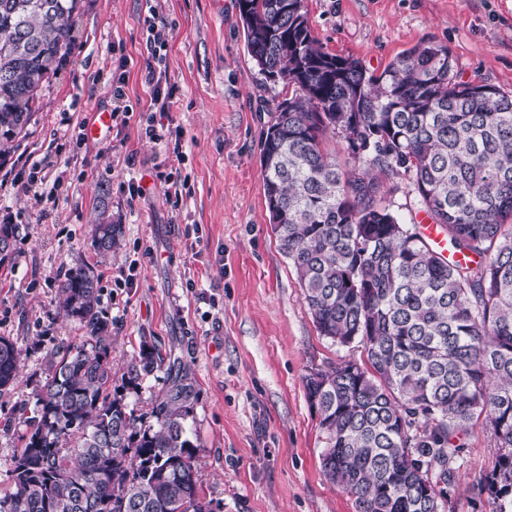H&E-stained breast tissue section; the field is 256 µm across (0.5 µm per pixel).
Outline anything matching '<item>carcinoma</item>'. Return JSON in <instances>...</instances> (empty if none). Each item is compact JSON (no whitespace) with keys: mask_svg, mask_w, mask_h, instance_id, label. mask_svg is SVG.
<instances>
[{"mask_svg":"<svg viewBox=\"0 0 512 512\" xmlns=\"http://www.w3.org/2000/svg\"><path fill=\"white\" fill-rule=\"evenodd\" d=\"M82 3L0 0V158L66 63ZM238 7L258 72L293 88L261 143L272 230L319 334L367 358L306 378L326 476L357 512H443L479 422L498 448L482 490L492 512H512V96L461 80L443 44L420 42L377 73L326 49L304 0ZM330 136L355 166L326 150ZM395 177L411 180L450 256L392 209L384 179ZM121 234L101 211L94 249ZM58 288L87 340L52 365L0 512H214L187 426L192 379L170 364L153 424L137 427L109 392L94 271L77 265ZM19 358L0 336V390Z\"/></svg>","mask_w":512,"mask_h":512,"instance_id":"carcinoma-1","label":"carcinoma"}]
</instances>
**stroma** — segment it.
<instances>
[{"label": "stroma", "mask_w": 512, "mask_h": 512, "mask_svg": "<svg viewBox=\"0 0 512 512\" xmlns=\"http://www.w3.org/2000/svg\"><path fill=\"white\" fill-rule=\"evenodd\" d=\"M329 52L382 70L423 41L448 46L462 80L512 94V0H305ZM171 29L172 124L182 133L190 191L180 206L158 179L175 143L136 125L90 127L113 108L102 77L127 61L126 103L146 110L149 8ZM283 84L259 74L245 46L237 0H84L67 63L41 90L27 135L0 162V220L18 227L0 266V336L19 351V376L0 392V489L7 487L55 351L85 342L66 318L57 285L81 263L99 281L112 340V393L151 422L164 368L128 374L142 345L185 365L198 392L188 422L202 492L221 512H356L322 472L325 434L307 399L308 375L360 349L320 336L266 208L260 144ZM42 183L23 189L31 168ZM143 192L130 198L128 184ZM107 212L123 233L94 250L91 228ZM449 492L455 512H491L477 483L498 449L481 425Z\"/></svg>", "instance_id": "35a3bbf8"}]
</instances>
